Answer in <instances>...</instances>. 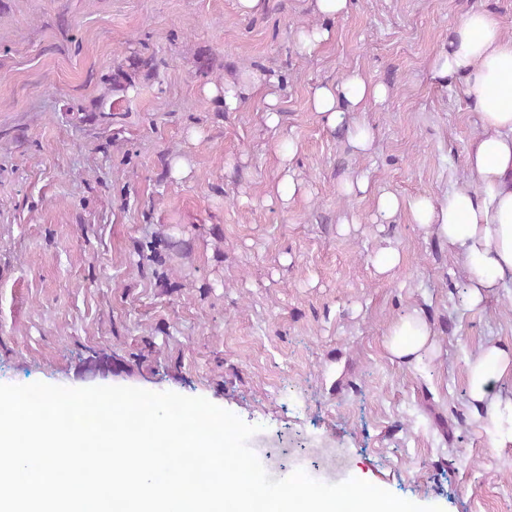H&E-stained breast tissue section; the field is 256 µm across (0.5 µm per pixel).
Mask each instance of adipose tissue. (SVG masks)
<instances>
[{"instance_id": "obj_1", "label": "adipose tissue", "mask_w": 512, "mask_h": 512, "mask_svg": "<svg viewBox=\"0 0 512 512\" xmlns=\"http://www.w3.org/2000/svg\"><path fill=\"white\" fill-rule=\"evenodd\" d=\"M305 7L316 22L298 32L296 43L300 52L309 53L329 41L327 23L347 13L349 0H305ZM428 68L441 82L459 83L473 106L475 132L466 149L470 177L437 198L421 196L407 204L394 193H381L377 213L391 220L408 210L411 223L447 243L463 261L467 304L478 309L512 283V36L493 13L469 11L451 28L447 48L431 58ZM204 92L228 112L263 93L268 125L280 122L278 81L263 70L206 85ZM387 94L385 85L354 71L338 82L316 85L310 102L324 126L344 130L355 154L365 157L375 138L358 113ZM436 336L431 320L417 309L391 326L384 348L391 360L417 364L435 352ZM511 374L512 346L506 344L483 347L469 363L468 396L493 448L512 444V396L497 387Z\"/></svg>"}]
</instances>
